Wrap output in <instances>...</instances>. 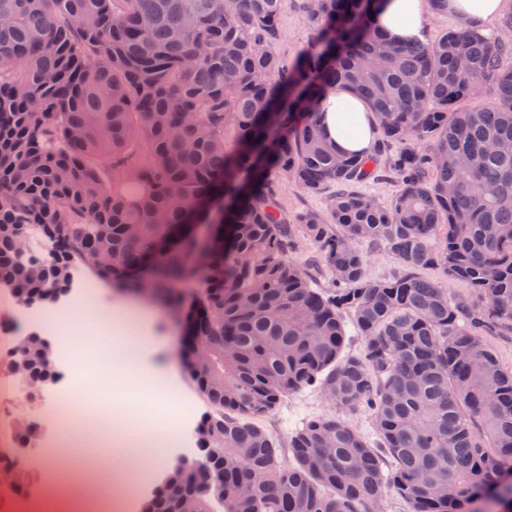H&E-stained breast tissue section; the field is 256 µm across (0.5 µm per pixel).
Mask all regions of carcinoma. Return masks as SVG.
Listing matches in <instances>:
<instances>
[{
	"instance_id": "carcinoma-1",
	"label": "carcinoma",
	"mask_w": 512,
	"mask_h": 512,
	"mask_svg": "<svg viewBox=\"0 0 512 512\" xmlns=\"http://www.w3.org/2000/svg\"><path fill=\"white\" fill-rule=\"evenodd\" d=\"M382 2L302 0L312 40L288 64L269 51L283 0H0V286L47 311L76 266L126 288L148 270L177 311V284L206 285L190 337L206 359L186 364L212 407L204 468L170 472L142 512H377L388 492L407 512H472L512 471V370L487 342L512 333V41L461 22L398 43L375 26ZM333 88L376 116L374 153L325 138ZM381 170L399 184L386 204L353 189ZM282 172L335 187L327 209L288 223ZM219 198L202 270L189 225ZM42 225L63 231L48 260L18 250ZM363 243L397 272L369 278ZM24 355L7 370L58 381L40 333ZM307 388L376 439L322 415L282 449L252 422Z\"/></svg>"
}]
</instances>
